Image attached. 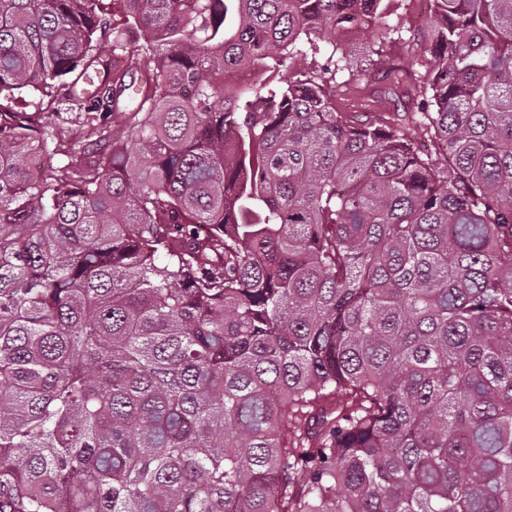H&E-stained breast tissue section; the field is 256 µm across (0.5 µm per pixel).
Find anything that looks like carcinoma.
<instances>
[{
  "label": "carcinoma",
  "instance_id": "obj_1",
  "mask_svg": "<svg viewBox=\"0 0 512 512\" xmlns=\"http://www.w3.org/2000/svg\"><path fill=\"white\" fill-rule=\"evenodd\" d=\"M391 2L0 0V512H512V0L354 124ZM386 63L371 65L369 71L359 70L360 85L358 89L349 90L347 79L349 74L338 73L336 75V106L339 112H351L350 116L354 121L369 122L373 120L374 113L360 106V101L366 95L384 90L390 82V74H387Z\"/></svg>",
  "mask_w": 512,
  "mask_h": 512
}]
</instances>
